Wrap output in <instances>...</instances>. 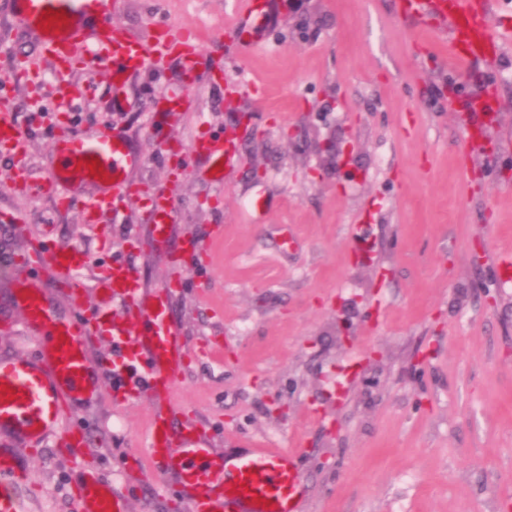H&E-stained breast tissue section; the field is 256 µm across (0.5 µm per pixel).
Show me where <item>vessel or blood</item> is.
Returning <instances> with one entry per match:
<instances>
[{
    "label": "vessel or blood",
    "instance_id": "b4317fda",
    "mask_svg": "<svg viewBox=\"0 0 512 512\" xmlns=\"http://www.w3.org/2000/svg\"><path fill=\"white\" fill-rule=\"evenodd\" d=\"M394 7L398 19L447 34L459 60L498 63L503 37L480 0H394ZM119 8V0H0V14L40 42L53 56L57 75L83 64L89 54L107 62L113 98L122 96L129 75L145 68L160 46L167 47L187 79H194L204 63L213 76H223V59L205 60L200 35L174 32L160 15L147 40L114 25ZM270 13V0H243L234 35L237 49L260 42ZM25 150L23 129L1 113L0 154L12 160V178L24 185L29 182ZM188 150L208 160L216 185L223 184L225 167L236 159L233 140L224 137L193 141ZM140 162L118 128L93 137L71 132L55 137L47 175L35 190L54 198L57 206L80 208L85 222L95 224L101 215L118 213L132 191L130 171ZM174 211L165 194L152 200L154 244H166ZM27 258L67 286L72 313L57 316L46 290L38 287L16 290L13 308H0V329L43 347L38 358L0 355V512H25L14 484L28 448L52 439L72 448L85 446L84 432L67 420L102 388L90 357L95 341L104 337L112 345L118 399L143 395L167 401L187 349L166 291L147 293L131 267L115 262L102 268L99 297L92 303L80 277L90 257L78 244L46 236L32 243ZM144 448L154 473L175 480L191 512H299L301 479L287 453L256 448L226 467L198 424L178 422L174 406L155 412ZM76 486L79 512H129L127 499L94 469H80Z\"/></svg>",
    "mask_w": 512,
    "mask_h": 512
}]
</instances>
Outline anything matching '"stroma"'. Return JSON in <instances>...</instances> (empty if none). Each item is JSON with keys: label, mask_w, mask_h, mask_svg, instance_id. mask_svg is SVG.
I'll return each instance as SVG.
<instances>
[{"label": "stroma", "mask_w": 512, "mask_h": 512, "mask_svg": "<svg viewBox=\"0 0 512 512\" xmlns=\"http://www.w3.org/2000/svg\"><path fill=\"white\" fill-rule=\"evenodd\" d=\"M263 44L224 68L200 69L178 112L153 100L179 88L176 65H148L118 108L104 67L72 73L96 85L64 118L32 84L7 111L26 131L32 181L55 136L118 126L144 157L136 194L102 224L22 190L0 156V291L37 280L21 256L45 230L83 247L94 283L119 260L155 289L175 281L188 339L175 388L183 418L213 448H277L300 474V512H512V49L494 67L452 59L392 15V0H272ZM238 0H122L114 24L149 37L155 15L202 35L223 56ZM30 59L55 75L35 42L0 17V75ZM498 129L465 154L457 115L485 88ZM233 134L239 156L211 183L203 158L176 171L173 151ZM175 202L174 240L190 230V261L149 236L147 200ZM266 207L255 219L253 194ZM156 406L117 400L111 379L73 421L74 450L30 451L17 490L27 512H78L79 467L110 481L130 512H188L138 458Z\"/></svg>", "instance_id": "1"}]
</instances>
